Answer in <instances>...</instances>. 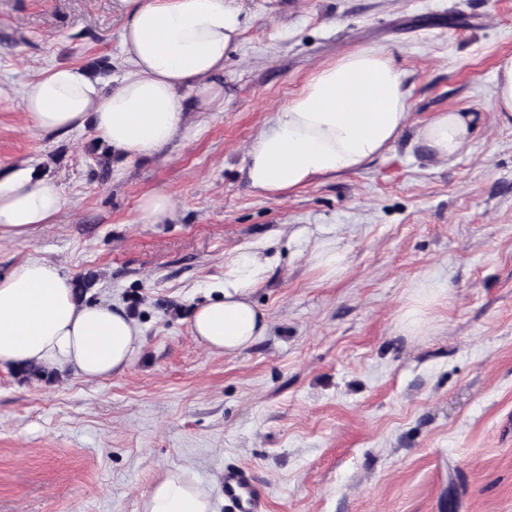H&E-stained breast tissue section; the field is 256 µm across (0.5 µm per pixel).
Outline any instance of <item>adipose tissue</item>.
<instances>
[{
    "instance_id": "1",
    "label": "adipose tissue",
    "mask_w": 512,
    "mask_h": 512,
    "mask_svg": "<svg viewBox=\"0 0 512 512\" xmlns=\"http://www.w3.org/2000/svg\"><path fill=\"white\" fill-rule=\"evenodd\" d=\"M122 52L131 69L116 84L76 65L43 69L22 95L31 125L45 133L88 128L122 171L133 158L160 154L186 135L189 106H222L215 82L243 28L234 0H126ZM410 112L402 73L390 54L362 48L317 69L294 93L249 153V186L278 197L315 179L355 172L391 148ZM473 115L440 112L420 137L440 159L456 155ZM66 204L60 184L24 169L0 174V233L22 238L51 223ZM265 275L252 255L233 259L224 285L196 305L195 339L235 354L266 333L252 295ZM141 330L123 306L78 298L73 279L46 259H27L0 274V368L36 366L100 380L129 368ZM139 512H216L212 490L192 472L167 471L142 496Z\"/></svg>"
}]
</instances>
